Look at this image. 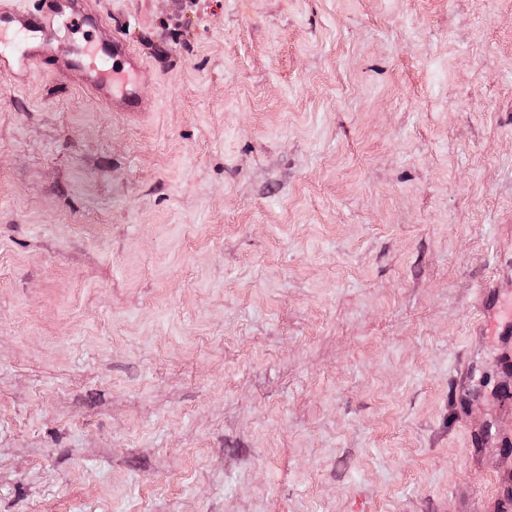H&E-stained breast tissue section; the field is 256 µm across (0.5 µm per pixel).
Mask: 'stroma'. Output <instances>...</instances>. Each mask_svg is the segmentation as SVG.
I'll list each match as a JSON object with an SVG mask.
<instances>
[{
  "instance_id": "stroma-1",
  "label": "stroma",
  "mask_w": 512,
  "mask_h": 512,
  "mask_svg": "<svg viewBox=\"0 0 512 512\" xmlns=\"http://www.w3.org/2000/svg\"><path fill=\"white\" fill-rule=\"evenodd\" d=\"M107 112L0 76V512H495L512 0H97ZM53 62L59 74L90 90L109 112H146L150 108L138 92L149 71L120 36L113 35L103 46L87 36L83 46L55 53Z\"/></svg>"
}]
</instances>
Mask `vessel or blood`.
<instances>
[{"label": "vessel or blood", "instance_id": "1", "mask_svg": "<svg viewBox=\"0 0 512 512\" xmlns=\"http://www.w3.org/2000/svg\"><path fill=\"white\" fill-rule=\"evenodd\" d=\"M96 0H29L19 9L14 0H0V35L13 33L9 51L0 52V74L17 80L45 56H52L59 74L90 90L111 112H145L150 105L138 92L149 71L126 41L113 36L103 46L85 40L83 46L54 52L60 21L95 28Z\"/></svg>", "mask_w": 512, "mask_h": 512}]
</instances>
